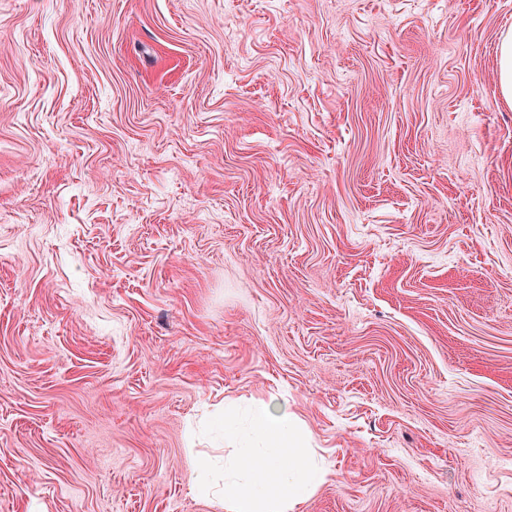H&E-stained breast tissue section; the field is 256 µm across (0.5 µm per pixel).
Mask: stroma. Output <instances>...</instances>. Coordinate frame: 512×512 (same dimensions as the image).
Instances as JSON below:
<instances>
[{"label": "stroma", "mask_w": 512, "mask_h": 512, "mask_svg": "<svg viewBox=\"0 0 512 512\" xmlns=\"http://www.w3.org/2000/svg\"><path fill=\"white\" fill-rule=\"evenodd\" d=\"M512 0H0V512H223L287 399L303 512H512ZM498 84L504 101L512 104V31L506 32L499 42ZM238 409L231 402L211 417L234 448L224 456H191V492L225 512H300L329 474L301 420L287 403L250 399L243 429Z\"/></svg>", "instance_id": "stroma-1"}]
</instances>
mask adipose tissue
<instances>
[{
	"mask_svg": "<svg viewBox=\"0 0 512 512\" xmlns=\"http://www.w3.org/2000/svg\"><path fill=\"white\" fill-rule=\"evenodd\" d=\"M240 425L237 403L210 419L231 451L192 458V493L219 503L224 512H301L329 474L298 416L287 404L249 400Z\"/></svg>",
	"mask_w": 512,
	"mask_h": 512,
	"instance_id": "ef3b65f1",
	"label": "adipose tissue"
}]
</instances>
